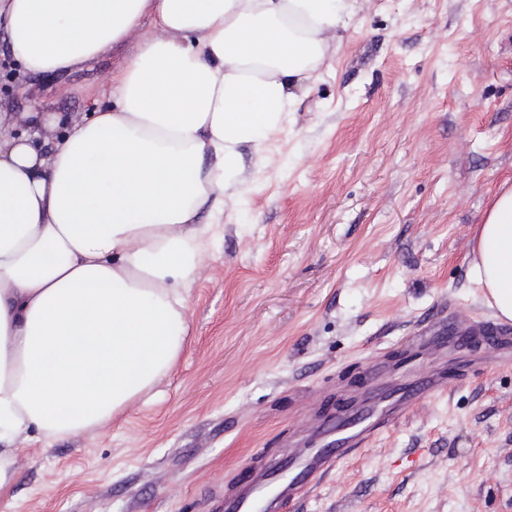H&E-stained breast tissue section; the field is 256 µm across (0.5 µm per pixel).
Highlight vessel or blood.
<instances>
[{
    "label": "vessel or blood",
    "instance_id": "b4317fda",
    "mask_svg": "<svg viewBox=\"0 0 512 512\" xmlns=\"http://www.w3.org/2000/svg\"><path fill=\"white\" fill-rule=\"evenodd\" d=\"M423 328L435 330L434 341L441 347H463L478 337L490 345L512 339L510 328L479 325L458 316L433 318ZM423 380L424 389L420 392L389 388L382 410L363 403L333 420L310 419L308 445L289 449L273 467L251 477L225 499L224 512H285L288 503L309 493L338 461L366 449L375 436L404 418L423 393L446 389L440 370L424 372Z\"/></svg>",
    "mask_w": 512,
    "mask_h": 512
}]
</instances>
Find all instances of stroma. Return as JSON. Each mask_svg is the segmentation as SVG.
Instances as JSON below:
<instances>
[{"label": "stroma", "instance_id": "obj_1", "mask_svg": "<svg viewBox=\"0 0 512 512\" xmlns=\"http://www.w3.org/2000/svg\"><path fill=\"white\" fill-rule=\"evenodd\" d=\"M130 44L0 91V113L82 119ZM214 222L188 338L155 397L104 433L20 441L0 512H224L244 471L335 413L374 360L426 368L424 320H493L472 245L512 183V0H358L265 161ZM449 352L444 392L344 460L288 512H512V362Z\"/></svg>", "mask_w": 512, "mask_h": 512}]
</instances>
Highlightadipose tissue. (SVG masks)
Segmentation results:
<instances>
[{"label": "adipose tissue", "mask_w": 512, "mask_h": 512, "mask_svg": "<svg viewBox=\"0 0 512 512\" xmlns=\"http://www.w3.org/2000/svg\"><path fill=\"white\" fill-rule=\"evenodd\" d=\"M358 0H0V42L57 75L150 33L107 81L113 107L60 127L0 113V491L17 438L96 432L176 363L211 227L320 78ZM219 161L203 171L205 154ZM470 278L512 321V187Z\"/></svg>", "instance_id": "1"}]
</instances>
